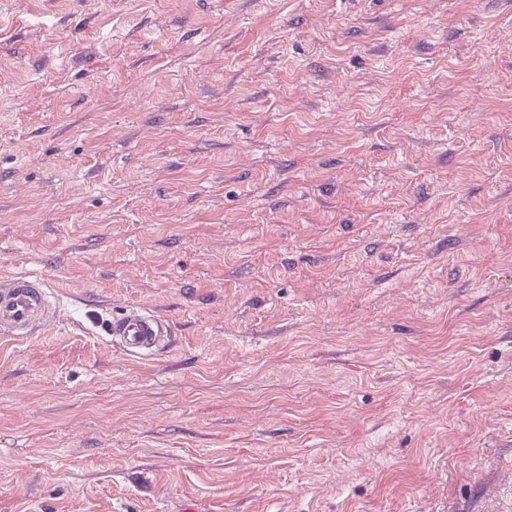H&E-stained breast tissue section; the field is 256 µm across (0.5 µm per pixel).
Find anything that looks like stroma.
I'll use <instances>...</instances> for the list:
<instances>
[{"instance_id": "35a3bbf8", "label": "stroma", "mask_w": 512, "mask_h": 512, "mask_svg": "<svg viewBox=\"0 0 512 512\" xmlns=\"http://www.w3.org/2000/svg\"><path fill=\"white\" fill-rule=\"evenodd\" d=\"M19 274L0 512H512V0H0ZM58 313L57 306L49 301L39 279L23 275L0 278L2 335L16 339L26 338L44 321ZM170 334L169 325L153 311L135 306L112 326L118 347L127 355L151 359Z\"/></svg>"}]
</instances>
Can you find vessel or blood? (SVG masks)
Masks as SVG:
<instances>
[{"instance_id": "b4317fda", "label": "vessel or blood", "mask_w": 512, "mask_h": 512, "mask_svg": "<svg viewBox=\"0 0 512 512\" xmlns=\"http://www.w3.org/2000/svg\"><path fill=\"white\" fill-rule=\"evenodd\" d=\"M56 312L39 279L23 275L0 278V333L26 338ZM169 334L165 320L140 306L129 309L112 326L118 347L139 359L153 358Z\"/></svg>"}]
</instances>
